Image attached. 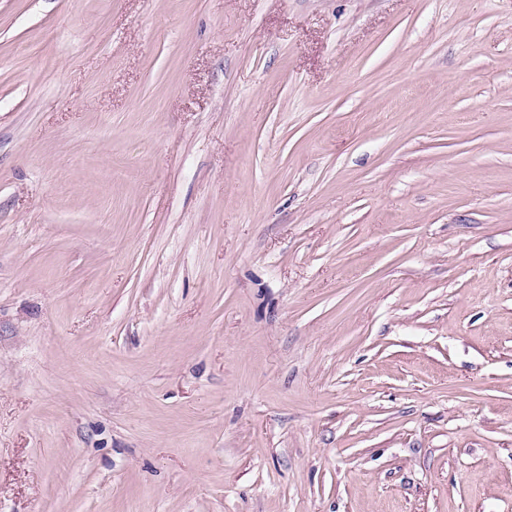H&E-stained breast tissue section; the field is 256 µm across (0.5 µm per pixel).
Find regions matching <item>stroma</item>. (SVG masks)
I'll use <instances>...</instances> for the list:
<instances>
[{
	"label": "stroma",
	"mask_w": 512,
	"mask_h": 512,
	"mask_svg": "<svg viewBox=\"0 0 512 512\" xmlns=\"http://www.w3.org/2000/svg\"><path fill=\"white\" fill-rule=\"evenodd\" d=\"M0 512H512V0H0Z\"/></svg>",
	"instance_id": "obj_1"
}]
</instances>
